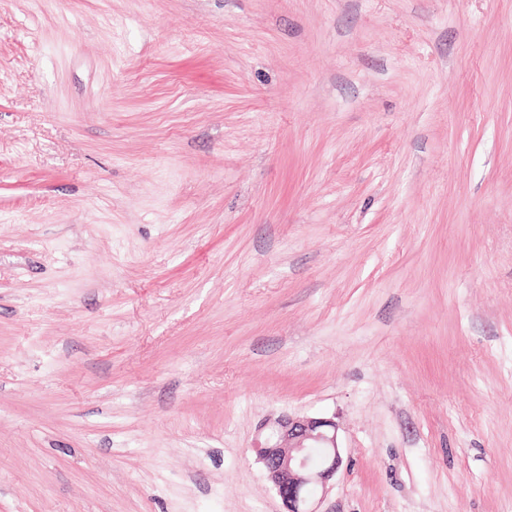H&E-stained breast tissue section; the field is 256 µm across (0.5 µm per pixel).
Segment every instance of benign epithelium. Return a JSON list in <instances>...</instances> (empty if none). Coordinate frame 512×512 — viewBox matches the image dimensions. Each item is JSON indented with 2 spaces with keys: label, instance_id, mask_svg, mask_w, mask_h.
<instances>
[{
  "label": "benign epithelium",
  "instance_id": "obj_1",
  "mask_svg": "<svg viewBox=\"0 0 512 512\" xmlns=\"http://www.w3.org/2000/svg\"><path fill=\"white\" fill-rule=\"evenodd\" d=\"M274 441L256 448L266 478L285 512H318L324 494L342 465L336 422L324 417H282Z\"/></svg>",
  "mask_w": 512,
  "mask_h": 512
}]
</instances>
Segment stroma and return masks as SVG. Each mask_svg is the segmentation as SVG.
Returning a JSON list of instances; mask_svg holds the SVG:
<instances>
[{
	"label": "stroma",
	"instance_id": "1",
	"mask_svg": "<svg viewBox=\"0 0 512 512\" xmlns=\"http://www.w3.org/2000/svg\"><path fill=\"white\" fill-rule=\"evenodd\" d=\"M512 512V0H0V512ZM273 443L255 448L266 478L282 500L283 512H319L316 496L325 494L342 465L336 422L324 417H282ZM319 459L312 461L314 449Z\"/></svg>",
	"mask_w": 512,
	"mask_h": 512
}]
</instances>
